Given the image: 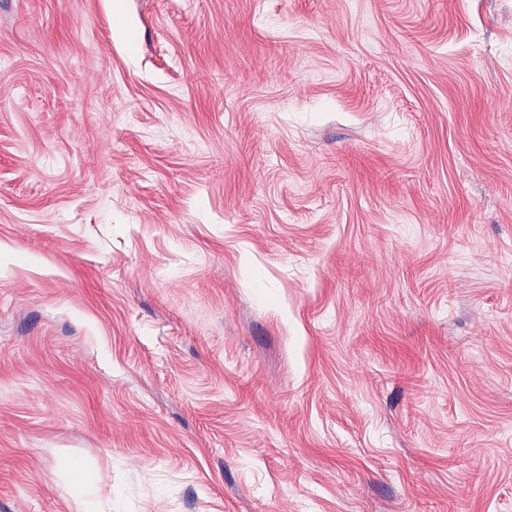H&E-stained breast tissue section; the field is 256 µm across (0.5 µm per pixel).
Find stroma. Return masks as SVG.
I'll return each mask as SVG.
<instances>
[{
	"instance_id": "obj_1",
	"label": "stroma",
	"mask_w": 512,
	"mask_h": 512,
	"mask_svg": "<svg viewBox=\"0 0 512 512\" xmlns=\"http://www.w3.org/2000/svg\"><path fill=\"white\" fill-rule=\"evenodd\" d=\"M1 60L0 512H512V0H0Z\"/></svg>"
}]
</instances>
